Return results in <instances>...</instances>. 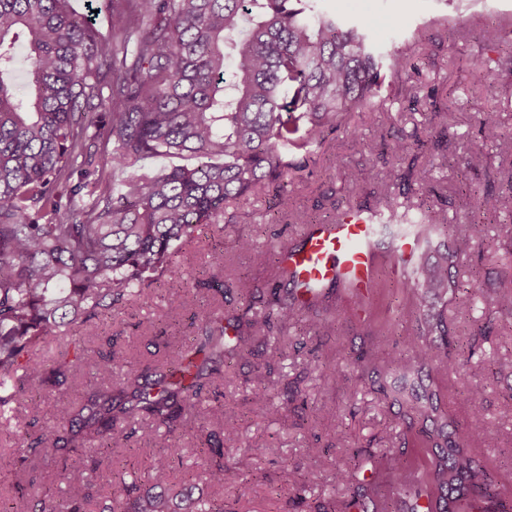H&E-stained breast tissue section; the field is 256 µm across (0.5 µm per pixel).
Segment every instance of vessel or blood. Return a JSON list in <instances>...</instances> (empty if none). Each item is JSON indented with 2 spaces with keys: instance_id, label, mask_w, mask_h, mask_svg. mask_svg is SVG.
<instances>
[{
  "instance_id": "obj_1",
  "label": "vessel or blood",
  "mask_w": 512,
  "mask_h": 512,
  "mask_svg": "<svg viewBox=\"0 0 512 512\" xmlns=\"http://www.w3.org/2000/svg\"><path fill=\"white\" fill-rule=\"evenodd\" d=\"M412 239H403L396 260H389L373 245L372 223L365 215L352 212L332 224L304 227L296 248L283 260L296 287L320 288L336 284L347 287L352 295L370 297L377 286V270L391 262L399 275H406L409 265L404 258Z\"/></svg>"
}]
</instances>
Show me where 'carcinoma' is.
Masks as SVG:
<instances>
[{
    "instance_id": "obj_1",
    "label": "carcinoma",
    "mask_w": 512,
    "mask_h": 512,
    "mask_svg": "<svg viewBox=\"0 0 512 512\" xmlns=\"http://www.w3.org/2000/svg\"><path fill=\"white\" fill-rule=\"evenodd\" d=\"M322 0H112V42H107L68 0H0V416L32 391L54 390L81 370L78 402L58 406L52 420L26 431L15 449L17 472L36 460L59 462L68 488L59 503L46 493L24 512H86L92 498L91 473L96 461L69 463L93 446L108 450L129 440L142 422L155 436L172 437L191 417L225 413L224 433L236 435L238 412L223 411L217 401L224 384V359L261 357L254 364L266 374L250 388L252 402L265 409L277 405L273 365L284 355L288 329L310 313L326 312L316 332L331 333L350 311L365 327L366 350L348 358L321 361L326 382L354 387L382 373L410 369L436 371L423 408L411 404L414 393L402 386L394 400L409 406L402 440L370 454L376 463L391 465V481L399 491L378 507L371 480L354 481L363 467L362 453L346 455L336 482L313 494L309 476H287L281 490L288 500L315 498V512H512V496L497 488L493 473L478 449L498 444L500 435L486 420L483 390H467V417L459 422L443 405V376L459 367L461 352L448 349L442 320L416 325L403 336L406 353L385 356L376 338L378 307L368 304L365 317L359 302L344 300L336 286L316 290L301 302L288 285L280 255L286 242L270 241L257 250L239 234L241 250L254 252L263 280L237 279L248 301L242 312L226 316L198 304L197 296H224V249L210 250L211 273L197 278L189 296L176 309L193 312L201 336L172 351L162 361L136 360L112 349L93 358L81 330L85 324L122 307L132 298L147 301L154 284L172 272L175 257L198 228L224 221L238 201L273 186L279 189L277 208L292 215L285 178L302 166L291 154L309 156L323 144L325 131L350 126L351 114L371 104L382 90L392 94L407 75V60L424 37L419 29L403 49H384L377 32L357 23L345 25L320 8ZM24 49L28 97H17L4 81ZM112 71V93L104 111L86 122L76 119L81 102L99 97L93 76ZM484 141L512 165V134L504 132L495 115L480 117ZM394 162L385 178L405 191L425 186L398 161L410 156L407 139L391 134ZM112 144L114 167L133 168L154 156L189 153L194 167L173 166L128 175L115 189L100 173L96 154L85 141ZM79 175L66 216L59 215L55 190L64 171ZM465 204L482 213L512 210V195L502 201L474 198L459 191ZM357 209L373 217L376 234L391 228L431 246L443 236L450 256L472 248L466 234L439 217L434 208H401L376 192ZM479 280L468 286L448 276V265L416 264L393 290L414 301L429 290L454 295L467 307L481 297ZM488 322L512 319V266L500 274L499 291L490 298ZM66 327L70 343L46 357L48 339ZM422 448L425 481L402 484L409 463L406 444ZM210 492L195 493L190 480H170L172 457L159 456L146 479L132 470L97 512H228L224 491L257 479L240 465L224 459V447L205 435L198 453Z\"/></svg>"
}]
</instances>
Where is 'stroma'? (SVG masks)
<instances>
[{
  "label": "stroma",
  "mask_w": 512,
  "mask_h": 512,
  "mask_svg": "<svg viewBox=\"0 0 512 512\" xmlns=\"http://www.w3.org/2000/svg\"><path fill=\"white\" fill-rule=\"evenodd\" d=\"M325 11L341 21H354L371 26L386 38L387 45L403 46L418 27L430 26V36L408 62L410 80L397 99L385 109L370 108L356 114L358 136L339 130L328 134L315 150L304 171L290 178L288 191L295 200V215L280 219L271 191L241 201L232 213L230 224L201 227L195 239L185 245L176 259V273L156 283L152 301L132 300L107 319L97 320L83 328L88 349L103 347L114 338L118 348L146 359L154 347L150 340L159 330H166L172 346H180L194 336L185 314L170 311L173 302L184 293L186 281L208 269L209 248L224 245L227 282L238 274L253 273L249 253L239 251L234 239L237 233L266 242L273 234L282 238L298 237L303 219L314 223L331 222L335 209H347L350 199L365 193V186L349 185L351 170L363 168L378 174L383 170L381 155L387 145L382 136L389 127L402 129L406 135L423 143L417 154L425 179L434 184L436 196L411 194L412 205L442 206L449 223L468 227L472 212L457 193L466 184L476 196L504 195L512 189V167L502 162L492 144L482 143L477 133L479 115L497 113L503 131L512 133V97L506 92L512 84V72L504 68V60L512 58V32L504 29L502 19L512 14V0H323ZM481 68L482 82H474L472 71ZM435 91L438 105L447 106L452 125L447 132V147H435L438 128L432 120L428 91ZM482 148L487 160L482 167L464 168L460 160L472 149ZM483 231L473 250L458 257L455 270L460 282L471 276L495 278L499 270L512 265V239L504 237L501 225H512V213L499 212L483 218ZM446 316L452 339L459 347H467L474 325L484 323L485 306L476 303L465 310L446 296L431 293L423 301L421 318L432 320ZM314 333L313 321L289 330V348L274 366L273 376L296 387L307 401L305 409L267 414L254 407L248 391L254 384V373L240 362L230 361L224 367L222 390L224 405L236 407L244 416L237 436L225 442L226 454L240 460L243 467L264 474L262 483H246L232 492L239 512H292L285 500L273 499L270 491L279 486L284 472L300 469L316 474L317 486L330 485L342 467L347 448L368 445L371 439H394L400 429L398 410L391 400L371 385L357 391L324 385L320 372L294 345L308 341ZM447 400L449 410L458 418L466 411L458 394L478 382L466 372L449 374ZM481 384L489 420L500 427L501 443L481 451L482 458L496 475L512 474V372L487 378ZM317 434L328 455L312 457L308 445L310 434ZM15 443L13 429L0 423V502L5 506L28 507L29 498L14 491L17 473L12 464ZM157 453L144 436L132 438L129 444L103 454L99 484L102 494H110L119 483L127 456H134L140 473H147Z\"/></svg>",
  "instance_id": "stroma-1"
}]
</instances>
